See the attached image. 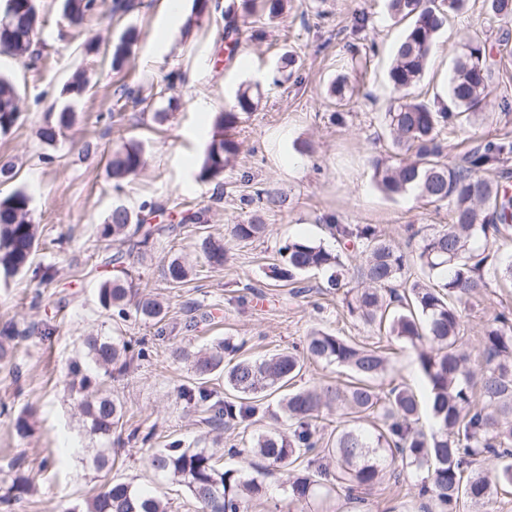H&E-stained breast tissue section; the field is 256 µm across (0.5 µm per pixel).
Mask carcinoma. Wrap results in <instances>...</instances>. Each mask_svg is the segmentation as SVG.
I'll list each match as a JSON object with an SVG mask.
<instances>
[{
	"mask_svg": "<svg viewBox=\"0 0 512 512\" xmlns=\"http://www.w3.org/2000/svg\"><path fill=\"white\" fill-rule=\"evenodd\" d=\"M287 0H241L242 14L232 13L224 26V38L238 43L241 25L261 8L271 18L283 14ZM494 16L504 26L512 24V0H488ZM462 0H389L393 16L407 22L396 46L388 72L396 101L384 112L392 158L372 160L378 188L389 197L414 195L439 208H448L450 222L442 229L421 236L417 260L424 278L415 279L406 256L371 224H329L332 237L362 248L363 263L357 269L359 287L345 294L348 311L369 325L387 328V334L416 351L428 386L426 403L401 383L386 390L376 381L386 371L387 358L379 348H370L321 330L306 338L304 351L312 360L336 364L350 372L346 385L299 388L283 398L289 423L286 433L257 436L254 453L268 465L299 470L288 475L292 501H310L329 478L336 493L362 512L365 499L359 491L379 483L395 465L412 469L422 477L416 484L423 512H457L466 501L489 510L499 490L512 488V318L501 311L481 331L484 366L474 370L460 348L461 305L481 295L492 283L512 280V253L488 265L485 251L498 240L512 238V195L485 174L512 161V140L481 141L452 159L443 132L463 121H472L488 96L494 80L491 55L484 42L471 39L461 45L453 59L448 84L451 107L438 108L418 99L414 89L424 76L435 40L448 22L449 13L460 10ZM96 0H65V17L81 26L95 12ZM210 0H194L184 24L188 34L209 12ZM39 24L36 0H5L0 13V52H29ZM138 40L136 28L125 30L112 45L111 66L122 67L131 46ZM253 109L247 91L236 95V104L220 113L214 133L203 153L197 178L212 181L224 173V165L236 155L239 144L231 130L241 115ZM21 109L15 84L0 76V132L10 131L20 120ZM75 113L65 108L56 119L42 126L39 139L53 145L73 124ZM142 165L140 143L131 141L112 157L110 175L116 182L138 172ZM30 197L17 190L0 198V273L11 276L32 271L46 280L49 271L31 268L38 245V227L29 219ZM264 224H236L232 236L240 241L260 237ZM155 225L148 218L132 217L116 205L100 228V236L115 238L141 250L153 240ZM207 263L224 265V238L209 234L202 240ZM282 261L271 267L280 282H299L310 271L328 273L327 284L339 289L345 277L341 256L308 239L288 240L279 250ZM112 277L101 281L97 300L104 311L126 320L129 308L145 321L161 323L166 312L155 298L133 293L123 253L111 256ZM170 283L189 276L185 263L174 259L166 269ZM243 345L231 339L195 352L180 351L191 363L197 386L185 388L181 397L203 407L206 420L225 428L249 427L262 412V400L290 385L302 371L304 360L291 350L267 358L241 354ZM147 355L141 347L133 352L130 342L118 336L96 335L84 340L83 357L69 366L70 388L92 440L109 443L112 433L127 423L124 403L105 386V378L122 371L136 357ZM229 362H224V358ZM224 374V400L210 402L207 384ZM340 404L347 424L329 436L320 431L323 409ZM433 421L431 432L417 427L421 411ZM216 453L206 448H184L174 441L149 457L157 474L182 483L200 512H247L248 499L263 495L258 477H246L237 469H219ZM33 479L18 471L11 479L4 500L28 494ZM83 512H168L161 496H144L131 483L110 481L85 502Z\"/></svg>",
	"mask_w": 512,
	"mask_h": 512,
	"instance_id": "carcinoma-1",
	"label": "carcinoma"
}]
</instances>
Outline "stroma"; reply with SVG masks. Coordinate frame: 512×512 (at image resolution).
<instances>
[{"instance_id":"obj_1","label":"stroma","mask_w":512,"mask_h":512,"mask_svg":"<svg viewBox=\"0 0 512 512\" xmlns=\"http://www.w3.org/2000/svg\"><path fill=\"white\" fill-rule=\"evenodd\" d=\"M132 2L129 12L116 14L113 0H98L96 12L74 27L62 15V0H38L39 57L0 55V75L17 85L21 107L17 125L0 134V165L15 171L13 180L0 183V197L16 190L29 195V217L41 230L32 264L51 273L46 282L28 272L0 274V331L16 335L14 371L0 372V480H11L17 463L36 484L32 494L0 503V512H70L112 479L162 495L169 512H196L185 486L155 475L148 465L152 451L175 440L186 448L219 443L221 465L260 476L265 494L249 512H345L327 487L315 507L291 502L283 469L260 471L259 459L250 454L258 434L284 428L280 394L268 398L259 422L248 429L210 426L201 410L180 397L195 376L173 352L230 338L243 343L244 355L261 358L301 346L311 330L320 329L360 344L389 346L384 381L405 382L418 395L426 394L415 351L344 311L342 292L325 288L323 275L305 279L302 292L268 276L285 239L303 237L341 253L350 272L345 283L353 288L352 272L362 255L337 243L329 224L376 226L411 255L417 242L409 227L429 233L448 223L447 208L410 195L387 197L373 177L372 159L390 151L382 127L394 97L387 73L405 25L391 15L388 0H290L280 18L255 17L262 38L242 36L230 59L224 16L238 10L240 0H219L188 34L183 26L193 0H182L180 18L166 28L161 25L166 0ZM131 26L139 38L125 65L112 69L109 50ZM470 37L485 42L496 74L482 117L448 131L452 156L481 139L512 137V34L503 35L486 0H466L461 11L451 13L416 93L428 102L443 97L454 51ZM90 38L99 44L91 53L84 49ZM287 52L297 63L285 69L281 57ZM78 71L88 78L86 89L78 96L64 94ZM341 74L349 76L356 92L338 106L328 89ZM246 87L254 108L234 131L237 155L219 181H197L216 116ZM67 106L76 123L56 145L44 144L39 128ZM132 140L143 146L144 165L113 184L108 163ZM260 189L281 196L282 206L255 201ZM118 204L135 215L152 209L151 221L161 228L147 254H131L126 262L141 293L168 302L162 325L112 320L97 303L98 285L110 274L104 259L120 248L101 239L99 229ZM195 211L203 212L204 225L183 222V214ZM256 215L267 226L265 234L251 241L233 239V225ZM208 231L224 237L228 258L222 268L209 266L203 257ZM177 257L191 265L192 274L172 288L163 269ZM194 308L209 313V320L190 325ZM503 310L512 311L510 281L493 284L466 307L463 349L472 367L484 363L479 343L484 323ZM47 324L54 332L45 337L39 329ZM96 332L142 341L152 350L107 381L131 414L125 431L112 435L114 465L108 471L94 468L92 443L66 387L71 360L81 352L84 337ZM26 411L32 414V430L22 438L13 422ZM144 434L151 437L145 444ZM233 445L240 455H228ZM418 479L410 470L386 474L364 493L368 512H392L403 502L409 512H420Z\"/></svg>"}]
</instances>
